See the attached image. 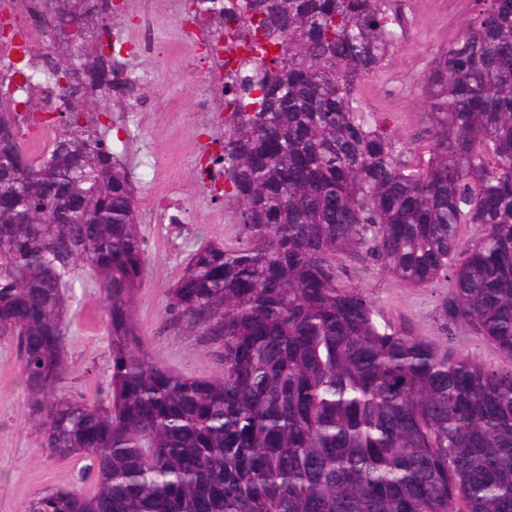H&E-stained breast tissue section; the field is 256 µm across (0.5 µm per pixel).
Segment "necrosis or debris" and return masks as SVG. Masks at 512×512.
I'll return each mask as SVG.
<instances>
[{
    "label": "necrosis or debris",
    "mask_w": 512,
    "mask_h": 512,
    "mask_svg": "<svg viewBox=\"0 0 512 512\" xmlns=\"http://www.w3.org/2000/svg\"><path fill=\"white\" fill-rule=\"evenodd\" d=\"M176 6L183 27L194 30L195 37L184 51L180 69L189 71L195 88L194 105L200 121L210 128L211 135L200 146L201 160L197 166L199 186L208 195H216L223 181L219 176L222 155L220 137L224 132V83L228 75L239 72L250 53L244 43L230 38L213 39L198 19L192 18L183 0H123L117 7V16L126 18V35L112 43V53L122 58L140 55L155 60H166L172 55V46L153 34L158 16ZM52 0H0V27L8 32L0 39V70L13 68L16 55H26L34 48L45 47L49 38L34 23L36 17L47 14ZM61 101L48 92L38 111L12 101L11 106L19 121L36 135L35 152L44 151L56 132L50 124L60 111Z\"/></svg>",
    "instance_id": "1"
}]
</instances>
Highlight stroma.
Returning a JSON list of instances; mask_svg holds the SVG:
<instances>
[{
    "label": "stroma",
    "mask_w": 512,
    "mask_h": 512,
    "mask_svg": "<svg viewBox=\"0 0 512 512\" xmlns=\"http://www.w3.org/2000/svg\"><path fill=\"white\" fill-rule=\"evenodd\" d=\"M479 0H420L404 10L405 38L391 47L383 67L361 81L367 110L378 113L396 133L412 164L429 159L425 112L427 97L418 82L438 51L460 35L480 9ZM130 70L139 80L138 97L147 112L128 108L124 116L102 117L106 140L126 155L140 202V228L146 240L149 274L138 289L134 317L147 351L186 376L214 372L216 360L195 336L164 324L167 292L184 271L188 254L207 242L233 240L231 208L202 195L196 180L193 143L203 129L193 109L192 87L168 64L138 58ZM181 209L184 221L164 223L168 205ZM340 261L345 281L359 288L380 315L396 327L434 343L455 357H469L495 367L507 362L498 349L465 326L446 327L441 303L448 282L410 285L384 271L374 257L346 253ZM70 341L66 351V393L90 400L104 398L110 380L108 317L99 291L86 272L75 271L66 292ZM28 408L13 343L0 339V512H26L30 498L50 486L89 489L92 481L83 461L59 463L47 457L27 422Z\"/></svg>",
    "instance_id": "obj_1"
}]
</instances>
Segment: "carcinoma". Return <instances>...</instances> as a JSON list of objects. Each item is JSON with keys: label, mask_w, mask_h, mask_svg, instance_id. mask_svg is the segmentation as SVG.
<instances>
[{"label": "carcinoma", "mask_w": 512, "mask_h": 512, "mask_svg": "<svg viewBox=\"0 0 512 512\" xmlns=\"http://www.w3.org/2000/svg\"><path fill=\"white\" fill-rule=\"evenodd\" d=\"M254 56L224 117V198L237 245L207 243L168 293L165 324L213 349L212 376L154 359L131 300L147 271L132 168L89 98L124 96L127 62L52 42L61 120L33 151L0 112V339L17 351L29 416L57 462L85 458L88 493L47 487L27 512H512V0L483 8L420 78L430 160L403 159L359 99L405 33L402 0H202ZM483 228L464 246L460 231ZM403 281L451 282L447 328L511 364L454 358L381 318L341 281L360 249ZM109 319L107 403L62 394L68 276Z\"/></svg>", "instance_id": "cac0c4a2"}]
</instances>
